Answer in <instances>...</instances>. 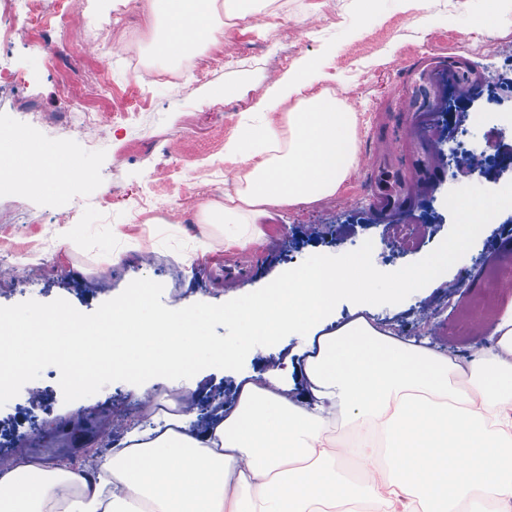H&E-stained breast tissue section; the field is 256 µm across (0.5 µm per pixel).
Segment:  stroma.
Masks as SVG:
<instances>
[{"label":"stroma","instance_id":"obj_1","mask_svg":"<svg viewBox=\"0 0 512 512\" xmlns=\"http://www.w3.org/2000/svg\"><path fill=\"white\" fill-rule=\"evenodd\" d=\"M129 2L120 0L117 13L126 14ZM151 12L152 0H140L139 14H126L124 34L144 64L171 66V58L157 46V29L141 26V15ZM216 21L237 32L243 57L181 89L133 77L123 55L108 61L74 43L68 71L54 68L35 48L0 50V67L25 77L20 88L0 89V127L10 133L4 141L10 154L5 172L28 184L25 193L0 194L5 218L0 247L24 251L17 260L19 273L0 280V306L62 298L91 313L138 278L163 284L162 302L171 309L186 302L221 304L228 294L225 268L243 267L236 288L253 292L312 255H342L368 239L374 266L393 272L421 260L445 239L452 226L445 205L450 190L472 184L498 190L512 182V170L488 180L459 174L453 165L462 143L512 149V0H268L249 19L221 12ZM451 32L458 41L445 42ZM438 52L467 59L477 81L465 90L447 72L436 78L432 141L442 144L448 161L428 191L410 194L398 210H383L370 171L356 166L331 198L270 208L258 222L269 246L256 261L249 253L225 249L223 234L202 222L201 209L223 207L250 166L245 160L227 170L220 153L181 161L183 137L205 138L200 117L210 107L223 105L231 136L255 130L285 116V107L268 111L258 102L278 81L295 76L306 82L304 96L323 95L372 111V122L356 133L358 155L384 162L393 123L406 109L410 69L421 57ZM65 82L73 102L97 113L95 141L64 131L60 88ZM136 94L140 105L113 123V108ZM133 136L143 143L137 155L124 151ZM156 174L169 178L162 195L165 207L134 223L130 210L136 197L149 193ZM169 205L181 209L182 220L169 218ZM36 265L42 266L41 275L28 278L25 268ZM103 267L111 268L109 279H99ZM511 269L512 209H507L483 228L447 278L394 305L340 302L335 321L324 329L333 331L356 314L401 341L429 339L433 350L464 366L485 346L493 320L512 306V292L497 297L492 314L473 336L462 330L471 303L485 293L488 272ZM317 351V341L294 335L255 347L242 370L204 369L196 392L179 401L169 400L168 387L155 385L154 410L160 416L191 411L197 426H207L214 402L232 409L239 387L254 375L276 367L290 372L303 356ZM35 389L43 390L47 405L30 414L26 399ZM141 400L137 385L117 381L92 396L65 402L58 370L50 366L0 407V429L26 433L22 441L8 440L13 458L28 463L60 459L75 468L86 454L103 453L99 431L104 422H111L117 440L149 426L148 418L129 412ZM334 437L333 466L353 491H361L365 468L351 445L346 416H337Z\"/></svg>","mask_w":512,"mask_h":512}]
</instances>
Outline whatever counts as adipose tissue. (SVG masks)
<instances>
[{"label": "adipose tissue", "instance_id": "1", "mask_svg": "<svg viewBox=\"0 0 512 512\" xmlns=\"http://www.w3.org/2000/svg\"><path fill=\"white\" fill-rule=\"evenodd\" d=\"M215 0H154L165 52L182 56L215 38ZM296 80L265 98L267 110L294 99L286 125L269 122L236 138L224 160L252 168L224 209L228 248H252L255 226L273 205L332 196L358 162L353 115L302 96ZM491 355L475 353L468 387L432 348L384 335L356 318L323 334L294 390L278 369L243 385L238 403L200 429L169 414L148 440L113 453L95 472L47 461L0 467V512H332L349 484L334 460L333 418L380 435L361 447L367 462L362 512H467L477 499L512 512V310L496 322Z\"/></svg>", "mask_w": 512, "mask_h": 512}]
</instances>
